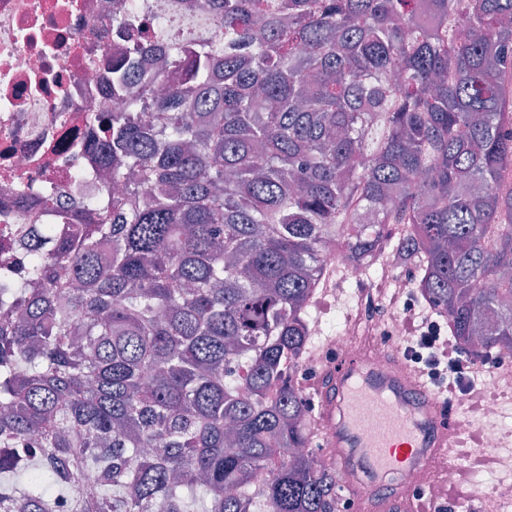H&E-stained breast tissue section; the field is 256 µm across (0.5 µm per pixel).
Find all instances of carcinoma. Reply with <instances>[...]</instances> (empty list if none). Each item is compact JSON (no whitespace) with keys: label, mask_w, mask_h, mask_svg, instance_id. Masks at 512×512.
Segmentation results:
<instances>
[{"label":"carcinoma","mask_w":512,"mask_h":512,"mask_svg":"<svg viewBox=\"0 0 512 512\" xmlns=\"http://www.w3.org/2000/svg\"><path fill=\"white\" fill-rule=\"evenodd\" d=\"M204 7L162 92L115 63L89 114L123 191L0 228V512H336L296 382L327 248L512 350V0ZM380 278L388 288H392L393 297L419 299L420 302L412 300L413 307L408 311L409 324L415 322L417 325L423 318L436 320L424 302H421L414 274L399 264L395 258H392L388 264L382 265Z\"/></svg>","instance_id":"obj_1"}]
</instances>
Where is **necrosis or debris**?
I'll list each match as a JSON object with an SVG mask.
<instances>
[{"label":"necrosis or debris","mask_w":512,"mask_h":512,"mask_svg":"<svg viewBox=\"0 0 512 512\" xmlns=\"http://www.w3.org/2000/svg\"><path fill=\"white\" fill-rule=\"evenodd\" d=\"M132 2L141 17L165 21L186 42L210 27L206 14L181 12L177 0H0V224H54L57 208L70 209L103 194L96 176L101 157L84 153L82 144L92 134L87 112L116 105L108 65L132 59L144 81L161 68L157 43L133 50L131 40L112 27L113 15L125 14ZM20 185L26 196L17 195ZM49 197L56 209L46 207ZM348 275L363 288L358 306L370 333L358 340L343 333L331 340L330 350L339 357L363 355L385 364L404 352L407 316L397 310L381 313L364 271L352 268ZM511 358L501 351L476 357V367L488 370L481 402L463 389L450 404L460 434L478 436L480 448L495 454L505 446L497 422L506 401H512V371L502 370ZM474 403L478 415L467 416ZM460 470L459 460L453 459L424 473L410 471L400 478V489L409 497L426 485L438 505ZM476 495V501L457 502L454 512H472L478 502L486 512H512V469L477 488Z\"/></svg>","instance_id":"necrosis-or-debris-1"}]
</instances>
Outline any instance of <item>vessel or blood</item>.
I'll use <instances>...</instances> for the list:
<instances>
[{"label": "vessel or blood", "instance_id": "obj_1", "mask_svg": "<svg viewBox=\"0 0 512 512\" xmlns=\"http://www.w3.org/2000/svg\"><path fill=\"white\" fill-rule=\"evenodd\" d=\"M311 398L322 445L335 466L362 468L374 479L364 488L353 476L348 486L357 512H435L431 502L414 496L403 503L381 498L379 486L406 470L424 472L448 458L457 445V420L423 373L397 362L374 366L362 358H319Z\"/></svg>", "mask_w": 512, "mask_h": 512}]
</instances>
